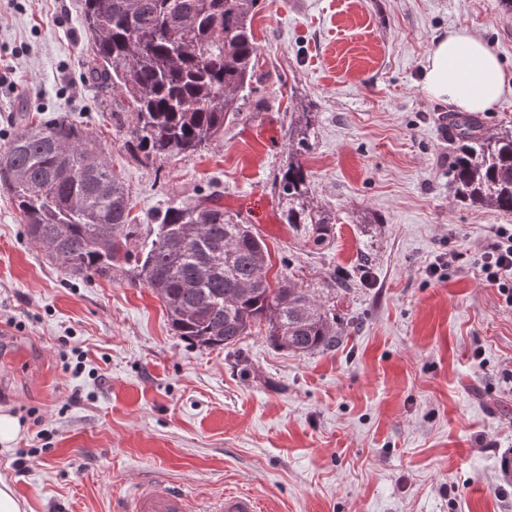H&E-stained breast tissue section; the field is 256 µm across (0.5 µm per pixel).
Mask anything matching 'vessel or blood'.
Returning a JSON list of instances; mask_svg holds the SVG:
<instances>
[{
    "label": "vessel or blood",
    "instance_id": "b4317fda",
    "mask_svg": "<svg viewBox=\"0 0 512 512\" xmlns=\"http://www.w3.org/2000/svg\"><path fill=\"white\" fill-rule=\"evenodd\" d=\"M121 512H263L260 499L245 491H225L203 500L192 489L158 477L141 480L121 502Z\"/></svg>",
    "mask_w": 512,
    "mask_h": 512
}]
</instances>
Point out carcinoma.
I'll list each match as a JSON object with an SVG mask.
<instances>
[{"label": "carcinoma", "instance_id": "1", "mask_svg": "<svg viewBox=\"0 0 512 512\" xmlns=\"http://www.w3.org/2000/svg\"><path fill=\"white\" fill-rule=\"evenodd\" d=\"M93 42L81 78L112 90L121 129L145 157L192 155L217 140L224 121L240 116L260 46L253 21L260 0H80ZM452 165L457 200L474 209L512 212V128L482 132L473 115L453 114ZM311 121L288 127V162L279 197L288 224H310L316 239L333 217L310 203L311 174L299 160ZM0 185L12 196L29 243L73 276L112 278L121 262L130 284L152 289L174 335L192 345L226 349L261 326L280 349L310 354L336 346V316L284 275L274 288L255 275L269 257L252 225L224 212L213 193L158 213L141 254L130 241L127 189L96 137L62 115L14 134L0 156Z\"/></svg>", "mask_w": 512, "mask_h": 512}]
</instances>
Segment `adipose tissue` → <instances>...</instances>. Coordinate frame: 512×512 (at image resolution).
<instances>
[{"label": "adipose tissue", "mask_w": 512, "mask_h": 512, "mask_svg": "<svg viewBox=\"0 0 512 512\" xmlns=\"http://www.w3.org/2000/svg\"><path fill=\"white\" fill-rule=\"evenodd\" d=\"M423 88L463 112H486L512 94V74L483 39L465 27L449 29L426 59Z\"/></svg>", "instance_id": "ef3b65f1"}]
</instances>
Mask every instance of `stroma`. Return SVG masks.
Wrapping results in <instances>:
<instances>
[{
    "instance_id": "stroma-1",
    "label": "stroma",
    "mask_w": 512,
    "mask_h": 512,
    "mask_svg": "<svg viewBox=\"0 0 512 512\" xmlns=\"http://www.w3.org/2000/svg\"><path fill=\"white\" fill-rule=\"evenodd\" d=\"M262 3L242 115L160 162L135 155L115 130L131 114L82 82L78 0H0V150L26 120L67 114L108 144L136 223L217 191L272 273L335 303L338 344L299 355L257 329L231 349L189 346L122 268L104 280L51 263L0 188V412L22 427L0 477L25 512H114L149 475L248 490L269 512H512V305L477 270L512 213L457 202L453 106L423 89L451 27L512 73V18L501 0ZM303 112L312 203L334 216L320 245L285 223L274 186Z\"/></svg>"
}]
</instances>
